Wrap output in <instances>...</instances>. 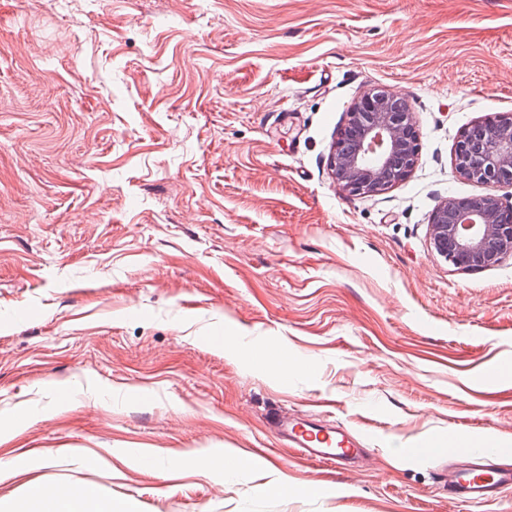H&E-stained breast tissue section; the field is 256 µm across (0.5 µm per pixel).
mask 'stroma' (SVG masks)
<instances>
[{
  "label": "stroma",
  "instance_id": "stroma-1",
  "mask_svg": "<svg viewBox=\"0 0 512 512\" xmlns=\"http://www.w3.org/2000/svg\"><path fill=\"white\" fill-rule=\"evenodd\" d=\"M371 88L407 100L418 159L351 196L328 157ZM496 113L512 0H0V497L38 479L134 512H512L450 504L443 454L402 451L493 440L512 464V255L469 273L429 236L441 203L488 193L453 156ZM277 409L375 464L300 458ZM65 448L103 464L45 463ZM223 451L250 468L192 463Z\"/></svg>",
  "mask_w": 512,
  "mask_h": 512
}]
</instances>
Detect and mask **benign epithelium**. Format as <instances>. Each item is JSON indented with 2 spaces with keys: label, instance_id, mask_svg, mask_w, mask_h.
<instances>
[{
  "label": "benign epithelium",
  "instance_id": "obj_1",
  "mask_svg": "<svg viewBox=\"0 0 512 512\" xmlns=\"http://www.w3.org/2000/svg\"><path fill=\"white\" fill-rule=\"evenodd\" d=\"M341 131L349 148L332 150L328 166L340 189L377 195L410 176L418 159L417 132L405 98L385 89L363 93ZM455 172L470 181L512 184V114L489 117L457 142ZM512 202L495 193L455 198L434 211L430 240L438 256L468 272L498 264L512 253Z\"/></svg>",
  "mask_w": 512,
  "mask_h": 512
}]
</instances>
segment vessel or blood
<instances>
[{"instance_id": "vessel-or-blood-1", "label": "vessel or blood", "mask_w": 512, "mask_h": 512, "mask_svg": "<svg viewBox=\"0 0 512 512\" xmlns=\"http://www.w3.org/2000/svg\"><path fill=\"white\" fill-rule=\"evenodd\" d=\"M269 424L284 446L304 458L336 467L373 463L367 449L337 428L281 413L271 414ZM447 454L450 461L436 478L450 502H490L512 490V467L496 463L494 445L452 443Z\"/></svg>"}]
</instances>
